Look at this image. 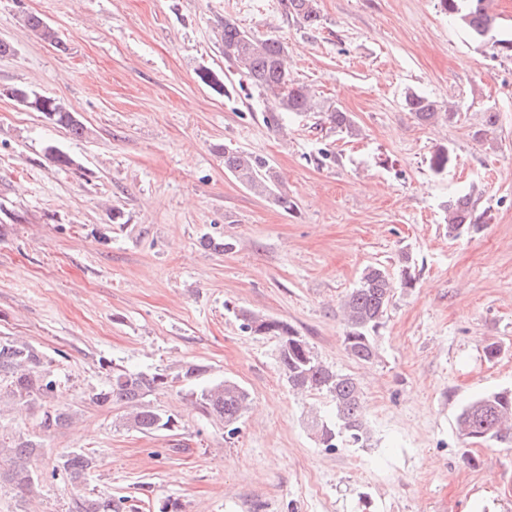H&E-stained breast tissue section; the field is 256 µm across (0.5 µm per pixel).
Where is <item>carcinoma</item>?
I'll use <instances>...</instances> for the list:
<instances>
[{
    "instance_id": "carcinoma-1",
    "label": "carcinoma",
    "mask_w": 512,
    "mask_h": 512,
    "mask_svg": "<svg viewBox=\"0 0 512 512\" xmlns=\"http://www.w3.org/2000/svg\"><path fill=\"white\" fill-rule=\"evenodd\" d=\"M492 0H439L441 9L467 30L478 43L490 46L493 54L512 59V30L502 29L492 13ZM284 10L306 26L318 25L315 0H281ZM28 27L55 45L60 41L54 32L46 31L42 18L27 17ZM221 42L224 59L250 83L271 97L269 122L278 121L280 112H315L322 110L330 123L350 133L356 131L348 113L338 107L318 103L310 90L291 77L287 67L288 49L279 37H254L235 19L226 17L222 24ZM199 81L216 90H224V82L213 70L202 67L197 71ZM410 111L424 123H434L441 117L435 101L415 93L406 99ZM36 112L53 114L51 122L76 138L86 128L75 113L65 105L46 97L36 102ZM448 149L439 147L429 158V168L436 174L448 169ZM224 168L236 180L260 195H271L282 209L292 208L288 194L277 189L278 181L266 160L242 151L224 147ZM448 237L457 238L477 227L470 198L461 195L444 206ZM414 286V277L403 269L401 278L394 279L383 266L367 267L357 285L346 295L340 308L346 323L343 344L348 355L361 364L371 363L378 356L375 333L383 324L388 307L398 288ZM241 327L251 333L277 336L280 339L279 359L290 386L297 391L324 392L334 404V419L311 421V427L327 448L362 446L370 440V429L364 418V406L357 380L350 374H340L323 365L308 345L297 336L288 323L267 318L253 311L237 312ZM7 378V396L16 405L31 406L46 399L58 388L49 364L36 347L8 337H0V377ZM167 384L160 373H130L112 369L109 383L92 394L95 403L104 406L121 404L127 408L118 425L142 434L176 428V419L155 407L149 400L157 389ZM202 410L222 421L229 432L241 419L249 403V393L230 380L203 389L198 398ZM71 420L70 414L58 410L43 411L40 427L50 432ZM459 437L470 445L502 442L512 438V390L492 392L467 403L457 418ZM7 447L6 467H0V479L19 490L29 488L34 481L30 458L40 451L31 439H17ZM94 467L87 453L72 452L61 459L52 473L62 472L72 482H82ZM75 512H120V506L110 496L83 497L75 501Z\"/></svg>"
}]
</instances>
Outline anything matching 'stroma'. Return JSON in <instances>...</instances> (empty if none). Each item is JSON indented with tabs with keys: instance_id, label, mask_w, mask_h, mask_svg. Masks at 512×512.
Wrapping results in <instances>:
<instances>
[{
	"instance_id": "obj_1",
	"label": "stroma",
	"mask_w": 512,
	"mask_h": 512,
	"mask_svg": "<svg viewBox=\"0 0 512 512\" xmlns=\"http://www.w3.org/2000/svg\"><path fill=\"white\" fill-rule=\"evenodd\" d=\"M317 8L310 28L280 0H0L13 47L0 55V336L41 349L59 382L46 401L0 407V432L43 446L31 489L0 484V512H72L98 494L128 512H512V443L456 431L468 401L512 388V59L477 47L437 0ZM228 17L280 37L292 76L356 134L320 112L267 124L265 94L224 61ZM203 66L223 93L198 80ZM18 86L60 100L85 135L10 97ZM411 93L451 117L419 122ZM222 145L264 158L292 208L241 185ZM441 145L451 162L436 175ZM463 194L479 228L452 239L444 204ZM372 265L415 285L396 291L378 357L360 364L338 310ZM241 308L287 322L357 379L368 445L319 444L311 415L332 420L330 397L294 391L278 338L241 329ZM190 363L207 373L184 380ZM116 368L166 375L151 400L175 430H126L121 406L92 402ZM225 379L250 394L232 435L193 402ZM48 406L72 422L41 432ZM71 451L96 459L79 484L52 473Z\"/></svg>"
}]
</instances>
